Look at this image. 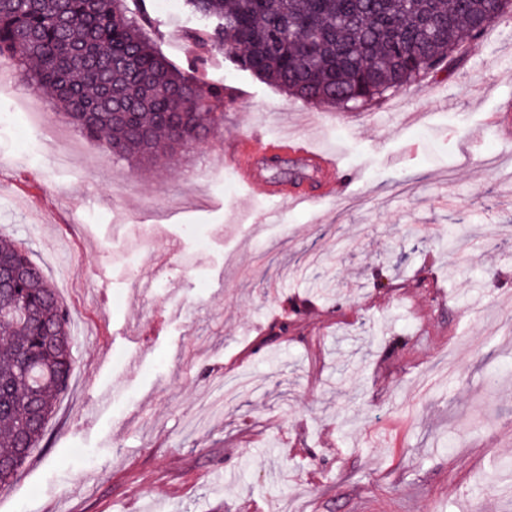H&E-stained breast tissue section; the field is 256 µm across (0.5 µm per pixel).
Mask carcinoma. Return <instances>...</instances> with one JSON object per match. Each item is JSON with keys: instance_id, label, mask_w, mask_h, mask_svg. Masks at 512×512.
Wrapping results in <instances>:
<instances>
[{"instance_id": "cac0c4a2", "label": "carcinoma", "mask_w": 512, "mask_h": 512, "mask_svg": "<svg viewBox=\"0 0 512 512\" xmlns=\"http://www.w3.org/2000/svg\"><path fill=\"white\" fill-rule=\"evenodd\" d=\"M205 24L187 37L220 44L234 63L315 106L353 108L445 69L462 33L503 12L493 0H182ZM146 13L125 0H0V56L30 70L38 91L85 137L127 159L200 141L224 86L201 81L203 56L173 65L143 36ZM18 269L0 285V490L12 485L72 372L70 313L29 252L0 246Z\"/></svg>"}]
</instances>
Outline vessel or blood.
I'll list each match as a JSON object with an SVG mask.
<instances>
[{
    "instance_id": "obj_1",
    "label": "vessel or blood",
    "mask_w": 512,
    "mask_h": 512,
    "mask_svg": "<svg viewBox=\"0 0 512 512\" xmlns=\"http://www.w3.org/2000/svg\"><path fill=\"white\" fill-rule=\"evenodd\" d=\"M263 151L270 154L291 152L300 155L320 173L321 183L318 191L310 195L295 192L285 186L264 185L260 175L259 152H256L251 142L247 140L238 141L229 152L235 171L243 184L250 187L264 186L267 195L291 205L319 204L335 197L342 178L338 164L327 153L313 149L304 140L288 136L266 142Z\"/></svg>"
}]
</instances>
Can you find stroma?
<instances>
[{
  "label": "stroma",
  "mask_w": 512,
  "mask_h": 512,
  "mask_svg": "<svg viewBox=\"0 0 512 512\" xmlns=\"http://www.w3.org/2000/svg\"><path fill=\"white\" fill-rule=\"evenodd\" d=\"M146 8L145 36L187 67L192 19ZM205 55L204 81L246 95L168 164L61 112L55 157L23 118L0 128V241L68 308L74 360L0 512H512V139L490 121L512 13L355 111ZM285 131L351 176L335 199L239 184L229 144Z\"/></svg>",
  "instance_id": "35a3bbf8"
}]
</instances>
